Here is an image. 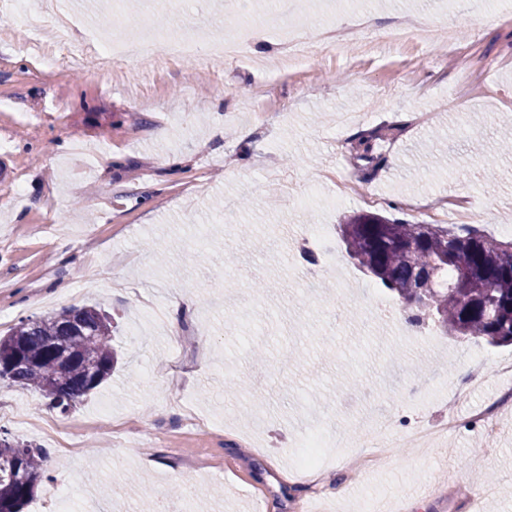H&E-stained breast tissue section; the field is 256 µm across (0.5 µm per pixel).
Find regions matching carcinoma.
I'll return each instance as SVG.
<instances>
[{"label": "carcinoma", "instance_id": "carcinoma-1", "mask_svg": "<svg viewBox=\"0 0 512 512\" xmlns=\"http://www.w3.org/2000/svg\"><path fill=\"white\" fill-rule=\"evenodd\" d=\"M358 266L445 334L490 346L512 345V243L471 227L410 224L372 213L340 225ZM117 352L112 319L93 306L71 307L19 321L0 336V380L48 399L66 414L112 376ZM0 512H22L40 485L43 448L0 429ZM20 465L25 481L15 479Z\"/></svg>", "mask_w": 512, "mask_h": 512}]
</instances>
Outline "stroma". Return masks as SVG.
<instances>
[{"instance_id":"35a3bbf8","label":"stroma","mask_w":512,"mask_h":512,"mask_svg":"<svg viewBox=\"0 0 512 512\" xmlns=\"http://www.w3.org/2000/svg\"><path fill=\"white\" fill-rule=\"evenodd\" d=\"M380 27L415 18L416 36L365 53L350 34L358 2ZM211 0L205 15L154 0H66L79 63L44 71L20 51L13 0H0V154L15 170L0 184V333L20 319L94 305L116 325L121 360L111 379L58 415L63 430L88 422L77 452L59 448L52 480L24 512H51L73 486L101 512H512V408L486 440L464 431L437 448H399L369 467L363 439L375 417L420 419L448 410L450 362L512 359V346L461 342L429 322L407 332L408 313L373 320L391 297L348 257L339 226L349 215L428 223L439 200L483 204L479 229L512 242V66L485 72L481 95L448 104L456 44L473 70L512 57V0L472 11L450 0ZM161 16L218 41L245 22L262 34L242 57L209 60L210 76L183 57L130 65L116 78L100 47L119 26ZM307 17L340 34L335 52L276 63L278 31ZM371 137L373 161L357 159ZM247 147L251 162L235 158ZM295 193L352 191L335 209L297 211L269 171ZM298 224L329 227L321 249L292 250ZM201 262H194V255ZM189 297L178 334L140 320L144 304ZM332 445L320 486L292 483L306 431ZM490 491L470 500L471 486Z\"/></svg>"}]
</instances>
